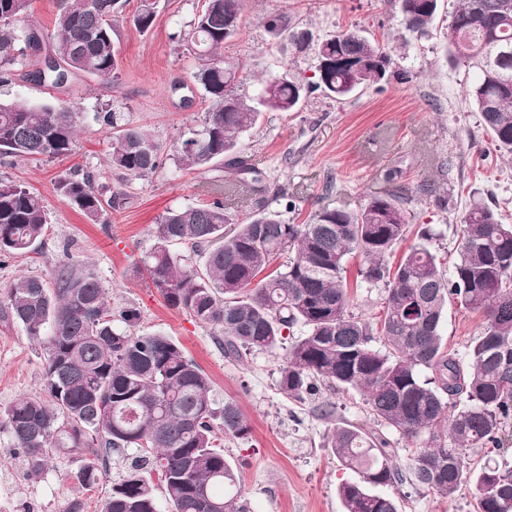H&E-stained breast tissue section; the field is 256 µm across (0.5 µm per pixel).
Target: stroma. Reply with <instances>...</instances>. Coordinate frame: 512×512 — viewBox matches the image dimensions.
Instances as JSON below:
<instances>
[{
  "label": "stroma",
  "mask_w": 512,
  "mask_h": 512,
  "mask_svg": "<svg viewBox=\"0 0 512 512\" xmlns=\"http://www.w3.org/2000/svg\"><path fill=\"white\" fill-rule=\"evenodd\" d=\"M202 0H161L148 33L120 25L117 77L105 86L86 74L74 75L60 88L33 82V56L0 64L8 78L0 81V100L29 105L67 103L80 114L73 155L52 161L13 158L0 161V175L23 183L42 199L48 224L39 253L0 256V293L21 275L51 279L67 261L92 271L108 293L113 310L136 308L138 331L161 333L181 344L210 377L218 401L236 402L250 432L224 442V456L236 467L250 512H344L341 483L354 474L341 466L326 435L330 421L321 408L333 403L335 419L376 429L361 393L317 384L295 399L278 386L283 349L253 351L233 360L219 349L213 330L169 308L143 266L154 245L152 227L166 211L209 201V183L223 176L222 164L198 172L182 166L173 149L200 128L209 102L189 81L196 64L182 40ZM451 0H441L429 32L411 34L398 0H247L241 27L224 46V58L237 66L239 91L254 96L259 79L284 72L306 81L314 76V48L351 28L387 44L393 62L387 81L337 103L313 93L292 112H266L239 137V149L259 171L267 187L258 195L239 188L229 207L236 220L259 207L300 224L323 207L354 209L371 197L394 194L411 214L410 233L389 257L397 264L417 239L432 227L430 247L453 272L458 259L461 220L472 200L480 199L512 224V157L494 145L480 115L463 95L470 75L445 61ZM287 16L306 32L309 49L297 50L288 36L271 37L268 18ZM119 113L125 123L149 129L161 146V166L149 176L123 184L107 163L110 131L96 113ZM398 178L388 182L385 171ZM92 173L104 197L120 196L99 223H89L55 190L61 174ZM437 185L446 207L420 195L417 185ZM287 186V197L275 190ZM361 257H350L346 276L351 311L374 321L382 312L384 289L360 282ZM485 323L483 313L449 302L441 326L445 348L464 358L469 341ZM44 352L24 328L0 314V408L22 396L42 393ZM135 449L109 459L103 477L87 490L71 474L79 456H57L41 480L26 477L22 452L0 432V512H64L79 500L83 512H101L113 482L135 457ZM398 512H475V488L463 483L452 498L410 484L382 487Z\"/></svg>",
  "instance_id": "35a3bbf8"
}]
</instances>
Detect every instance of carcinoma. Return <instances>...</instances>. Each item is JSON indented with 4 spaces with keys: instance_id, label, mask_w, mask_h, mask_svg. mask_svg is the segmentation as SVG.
I'll list each match as a JSON object with an SVG mask.
<instances>
[{
    "instance_id": "cac0c4a2",
    "label": "carcinoma",
    "mask_w": 512,
    "mask_h": 512,
    "mask_svg": "<svg viewBox=\"0 0 512 512\" xmlns=\"http://www.w3.org/2000/svg\"><path fill=\"white\" fill-rule=\"evenodd\" d=\"M244 0H205L185 38L198 60L192 78L209 99L201 129L176 146L182 164L224 165L212 201L171 209L153 227L155 244L142 260L168 307L217 331L224 356L283 346L293 329L278 385L300 398L320 381L360 392L381 425L419 441L404 472L389 440L348 423L333 424L329 444L343 466L358 474L338 488L345 512H398L378 488L410 481L450 498L465 481L474 484L477 512H512V466L471 467L466 451L502 445L512 417V224L472 200L462 219L459 259L447 278L422 234L396 267L387 257L406 239L407 212L396 196H375L355 210L320 208L304 224L260 210L235 222L224 190L249 184L266 192L255 168L237 151V137L261 113L292 112L307 93L321 90L343 101L379 83L392 61L389 50L358 30L318 45L317 81L288 73L261 80L254 97L238 93V71L224 60V42L240 26ZM158 0H141L131 17L123 0H58L56 35L45 67L29 74L65 85L86 73L109 85L118 69L117 28L141 32L154 26ZM31 0H0V59L21 42L44 49L29 16ZM406 28L425 34L440 0H399ZM274 37L288 34L298 50L304 35L284 17L265 24ZM445 52L477 69L465 96L495 145L512 154V0H456ZM112 128L110 163L129 180L159 164L160 146L144 127L127 126L117 113H97ZM79 113L66 104L22 105L0 101V156L62 159L74 151ZM60 196L95 223L104 203L94 176L61 175ZM46 213L40 196L0 177V255L38 250ZM182 244L208 248L195 267L170 250ZM364 259L361 280L385 288L383 316L372 323L349 310L346 260ZM285 261L279 265L275 261ZM457 299L487 315L481 335L467 346V362L447 353L441 325L448 301ZM6 310L45 351V396H25L0 411V431L22 450L31 480L42 478L57 454L80 453L72 473L82 487L99 483L114 452H140L113 483L102 512H160L151 482L157 473L171 512H248L237 470L224 456V439L248 431L238 405L212 396V381L182 346L159 333L136 330L139 313L112 311L95 275L66 262L53 285L22 276L6 290ZM380 342L383 348L375 347ZM432 377L424 379L421 370ZM428 440H423L424 434Z\"/></svg>"
}]
</instances>
